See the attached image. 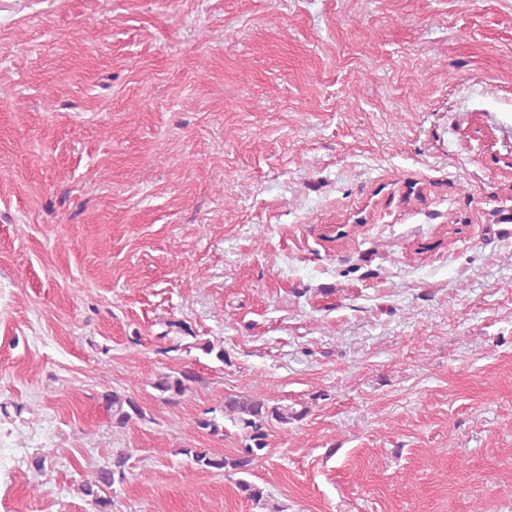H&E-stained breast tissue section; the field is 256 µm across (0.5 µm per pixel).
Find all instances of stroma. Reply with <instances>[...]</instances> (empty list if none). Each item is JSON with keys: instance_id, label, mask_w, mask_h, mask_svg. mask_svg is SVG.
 I'll use <instances>...</instances> for the list:
<instances>
[{"instance_id": "stroma-1", "label": "stroma", "mask_w": 512, "mask_h": 512, "mask_svg": "<svg viewBox=\"0 0 512 512\" xmlns=\"http://www.w3.org/2000/svg\"><path fill=\"white\" fill-rule=\"evenodd\" d=\"M510 153L512 0H0V512H512ZM197 381L195 372L184 369L178 372L161 373L151 383L161 399L171 407L178 406L190 390L191 383ZM102 399L115 427H127L134 418L140 419L144 416L139 405L131 397L118 391H106L102 394ZM269 399L255 398L246 392L225 396L220 402L224 419L242 433V448L234 457H226L207 448L184 446L182 455L190 459L192 472L224 471L233 474H251L268 455L270 428L273 422L288 425L302 421L308 414L306 407L270 404ZM128 457L124 453L112 457V463L98 468L92 479H85L79 485L80 492L89 497L96 512H112V499L117 493L116 484L126 479Z\"/></svg>"}]
</instances>
